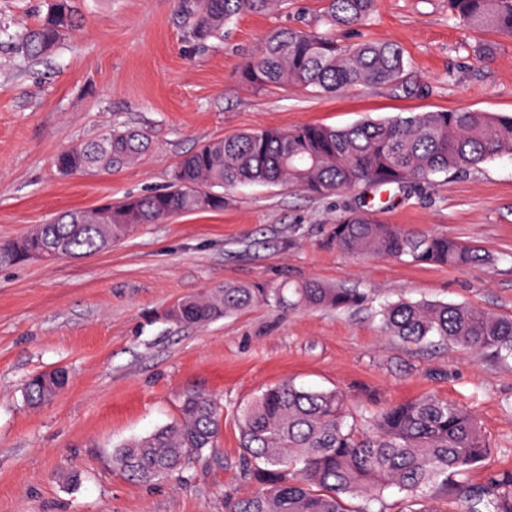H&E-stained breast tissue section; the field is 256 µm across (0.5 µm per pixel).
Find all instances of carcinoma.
Instances as JSON below:
<instances>
[{"instance_id":"cac0c4a2","label":"carcinoma","mask_w":512,"mask_h":512,"mask_svg":"<svg viewBox=\"0 0 512 512\" xmlns=\"http://www.w3.org/2000/svg\"><path fill=\"white\" fill-rule=\"evenodd\" d=\"M288 0H186L184 11L202 43L224 36L243 13L278 10ZM374 0H325L316 23L271 32L242 66L243 82L256 88L298 86L311 93L342 94L359 87H400L403 49L391 42H337L334 31L361 27ZM450 16L472 34L512 40V0H448ZM78 27L70 0H50L40 24L15 34L24 56L50 55ZM152 146L151 135L117 127L56 157L65 173L111 172L131 165ZM512 156V115L457 108L365 119L347 127L305 124L262 128L209 142L185 155L162 191L105 204L91 212H65L33 232L0 242V264L54 247L65 257H87L111 247L140 224L224 208V194L244 184L283 186L311 195L361 185L429 184L434 176L467 173ZM332 242L341 252L440 267L492 265L497 257L444 234L414 233L376 222L365 210L336 221ZM368 296L354 288L311 279L288 288L228 284L177 302L171 317L207 323L258 302L282 308L352 310ZM383 330L411 344L432 337L477 354L512 359V319L470 306L410 300L377 311ZM66 378L37 374L26 386L31 405L52 400ZM221 409L214 399L185 394L170 424L118 446L112 467L127 479L151 483L182 475L217 445ZM247 472L260 487L229 502L228 512H353L348 496L380 501L389 489L419 505L409 512H440L431 492L464 499L466 512H512V473L479 485L464 476L493 451L477 418L435 395L391 404L349 422L338 391H315L282 382L265 389L239 414Z\"/></svg>"}]
</instances>
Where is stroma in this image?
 <instances>
[{
    "instance_id": "1",
    "label": "stroma",
    "mask_w": 512,
    "mask_h": 512,
    "mask_svg": "<svg viewBox=\"0 0 512 512\" xmlns=\"http://www.w3.org/2000/svg\"><path fill=\"white\" fill-rule=\"evenodd\" d=\"M46 3L0 0V27L36 26ZM73 5L81 29L44 60L24 59L0 36V242L69 210L164 189L183 155L243 132L461 107L512 114V41L492 60L476 59L478 38L451 19L448 0H376L367 25L344 36L398 44L418 94L242 83L265 35L313 20L323 0L243 14L223 40L203 46L179 0ZM122 125L151 131L143 160L109 173L58 171L61 150ZM349 209L500 260L461 269L344 254L330 234ZM311 278L372 302L348 311L258 304L201 326L168 316L181 298L227 284L280 288ZM398 299L512 318V157L384 192L363 185L319 197L243 185L225 191L223 211L143 225L105 252L0 267V512H226L227 496L256 488L241 470L237 414L287 380L344 392L355 416L425 394L446 398L477 417L494 448L469 482L512 472V360L386 335L375 307ZM59 366L70 371L67 387L29 406V378ZM191 391L223 412L218 448L177 480L136 483L114 470L113 447L171 422Z\"/></svg>"
}]
</instances>
